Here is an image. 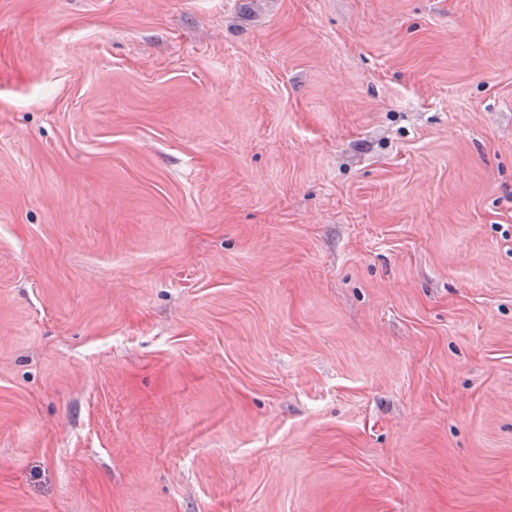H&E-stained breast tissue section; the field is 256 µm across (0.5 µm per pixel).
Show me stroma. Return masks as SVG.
Returning a JSON list of instances; mask_svg holds the SVG:
<instances>
[{"instance_id":"1","label":"stroma","mask_w":512,"mask_h":512,"mask_svg":"<svg viewBox=\"0 0 512 512\" xmlns=\"http://www.w3.org/2000/svg\"><path fill=\"white\" fill-rule=\"evenodd\" d=\"M0 512H512V0H0Z\"/></svg>"}]
</instances>
